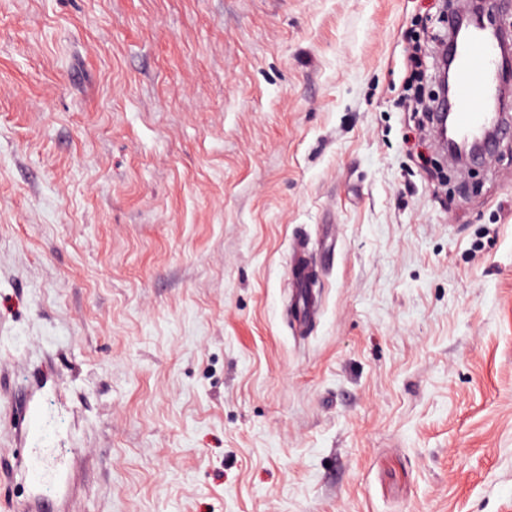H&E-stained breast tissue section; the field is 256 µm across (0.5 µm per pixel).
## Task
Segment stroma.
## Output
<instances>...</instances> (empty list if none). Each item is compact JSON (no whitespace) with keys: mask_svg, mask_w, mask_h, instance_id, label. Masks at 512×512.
<instances>
[{"mask_svg":"<svg viewBox=\"0 0 512 512\" xmlns=\"http://www.w3.org/2000/svg\"><path fill=\"white\" fill-rule=\"evenodd\" d=\"M451 10L0 0V386L64 512H512V136L458 170L402 99ZM291 251V277L293 280H300L302 284V288L297 291L291 303V306H295L296 308V313L292 315L293 326L298 332L304 333L308 330L309 325L311 324L317 305L316 297H312V290L310 288H306L308 283H304L307 282L305 275L306 273H310L312 275V280L314 278L313 272H315L316 267L313 266V263L310 260L308 244L305 241L300 239L294 242ZM49 425V416L45 413L41 402L30 400L21 414L16 431L19 441L27 448L23 459L21 479L28 486L25 499L4 501L9 512H39L33 504L49 495L63 496L68 489V481L64 474L47 459L48 448H41L45 431ZM53 489V492H49Z\"/></svg>","mask_w":512,"mask_h":512,"instance_id":"obj_1","label":"stroma"}]
</instances>
